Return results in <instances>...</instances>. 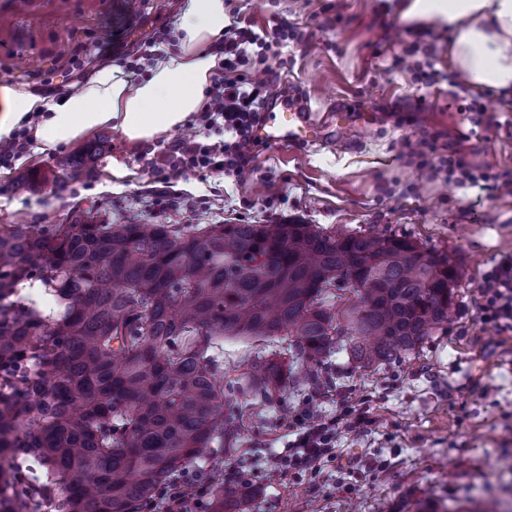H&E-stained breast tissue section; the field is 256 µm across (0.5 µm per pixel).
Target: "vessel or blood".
<instances>
[{
    "label": "vessel or blood",
    "instance_id": "1",
    "mask_svg": "<svg viewBox=\"0 0 512 512\" xmlns=\"http://www.w3.org/2000/svg\"><path fill=\"white\" fill-rule=\"evenodd\" d=\"M325 131L324 122L312 113L285 103L279 111L268 112L255 134L268 143L295 145L322 139Z\"/></svg>",
    "mask_w": 512,
    "mask_h": 512
}]
</instances>
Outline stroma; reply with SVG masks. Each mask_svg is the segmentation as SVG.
I'll return each instance as SVG.
<instances>
[{
  "instance_id": "1",
  "label": "stroma",
  "mask_w": 512,
  "mask_h": 512,
  "mask_svg": "<svg viewBox=\"0 0 512 512\" xmlns=\"http://www.w3.org/2000/svg\"><path fill=\"white\" fill-rule=\"evenodd\" d=\"M178 0H0V85L37 93L78 83L97 62L150 64L167 42ZM406 0H226L227 10L288 37L269 55L266 90L319 113L346 115L343 137L319 144L263 145L256 170L241 182L202 172L152 174L147 161L191 127L146 142L103 127L49 152L28 150L0 163V225L61 224L80 210L106 224H275L301 219L329 231L406 235L446 254L459 268L446 328L422 347L364 368L337 354L323 371L333 385L323 399L313 384L288 386L275 404L254 403L237 446L219 468L199 460L213 481L238 463L252 470L247 512H416L418 504H472L512 512V339L478 307L484 274L512 254V196L475 191L421 176L407 143L438 135L444 155L512 171V100L470 91L493 137L475 129L467 99L448 83L423 87L397 66L396 31L424 32L436 67L448 70V28L405 16ZM425 96L424 111L414 109ZM371 115L362 128L356 111ZM102 150L79 176L67 163L87 143ZM126 178L112 174L113 165ZM52 177L28 190L31 171ZM365 406L371 422L341 432L336 456L316 472L268 475L287 444L285 426L307 412L334 414L340 403Z\"/></svg>"
}]
</instances>
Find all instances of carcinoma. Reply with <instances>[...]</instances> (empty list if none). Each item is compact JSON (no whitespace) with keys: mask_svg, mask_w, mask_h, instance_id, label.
Wrapping results in <instances>:
<instances>
[{"mask_svg":"<svg viewBox=\"0 0 512 512\" xmlns=\"http://www.w3.org/2000/svg\"><path fill=\"white\" fill-rule=\"evenodd\" d=\"M100 151L85 145L73 171ZM357 302L336 301V281ZM458 271L407 236L280 224H65L0 229V512L4 489L52 488L55 512H141L157 490L240 436L247 398L317 384L338 350L365 366L408 354L448 323ZM58 310L15 299L35 282ZM287 343L224 385V338ZM215 512L245 496L213 487Z\"/></svg>","mask_w":512,"mask_h":512,"instance_id":"obj_1","label":"carcinoma"}]
</instances>
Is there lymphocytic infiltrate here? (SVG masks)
Segmentation results:
<instances>
[{
  "mask_svg": "<svg viewBox=\"0 0 512 512\" xmlns=\"http://www.w3.org/2000/svg\"><path fill=\"white\" fill-rule=\"evenodd\" d=\"M287 25L269 31H255L252 26L233 19L224 29L222 58L208 89L209 101L195 118L200 134L218 131L222 140L198 142L180 141L173 149L175 161L159 158L152 161L153 172L172 165L184 171H203L242 178L254 169L260 142L254 136L259 120L263 81L251 79L242 68L251 58L265 60L268 52L287 37ZM411 157L419 161L418 168L430 180L442 177L460 187L476 188L493 183L503 194L512 195V171L494 172L466 162L461 157L440 153L436 138L417 140L408 146ZM480 308L485 319L500 332H512V255H504L488 270L480 287ZM363 409L340 405L331 417H308L300 420V432L286 454L275 457L270 469L278 477L294 470L314 471L322 462L336 454L339 430L354 431L365 425ZM209 481L200 472L186 475L163 488L158 498L162 512H202L206 508Z\"/></svg>",
  "mask_w": 512,
  "mask_h": 512,
  "instance_id": "1",
  "label": "lymphocytic infiltrate"
}]
</instances>
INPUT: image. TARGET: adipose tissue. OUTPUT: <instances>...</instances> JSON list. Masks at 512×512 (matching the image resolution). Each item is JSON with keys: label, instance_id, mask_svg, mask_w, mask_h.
<instances>
[{"label": "adipose tissue", "instance_id": "obj_1", "mask_svg": "<svg viewBox=\"0 0 512 512\" xmlns=\"http://www.w3.org/2000/svg\"><path fill=\"white\" fill-rule=\"evenodd\" d=\"M414 19L448 28V62L475 90L512 98V0H411ZM229 14L224 0H181L172 41L140 81L107 62L94 65L70 94L44 95L0 86V140L35 117L38 151L48 152L109 126L132 142L181 128L204 109Z\"/></svg>", "mask_w": 512, "mask_h": 512}]
</instances>
